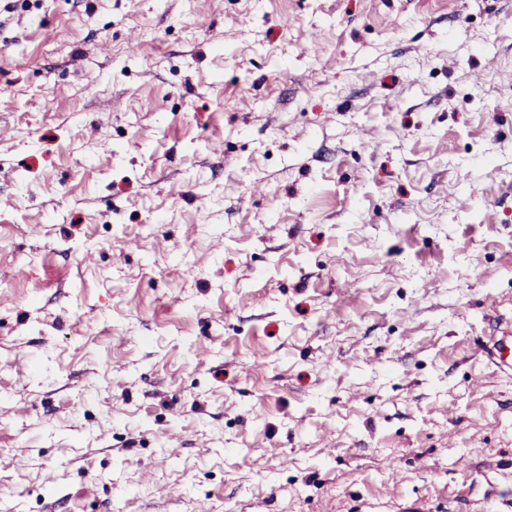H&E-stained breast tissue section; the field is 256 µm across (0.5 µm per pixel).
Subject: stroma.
Masks as SVG:
<instances>
[{
	"instance_id": "35a3bbf8",
	"label": "stroma",
	"mask_w": 512,
	"mask_h": 512,
	"mask_svg": "<svg viewBox=\"0 0 512 512\" xmlns=\"http://www.w3.org/2000/svg\"><path fill=\"white\" fill-rule=\"evenodd\" d=\"M0 512H512V0H0Z\"/></svg>"
}]
</instances>
